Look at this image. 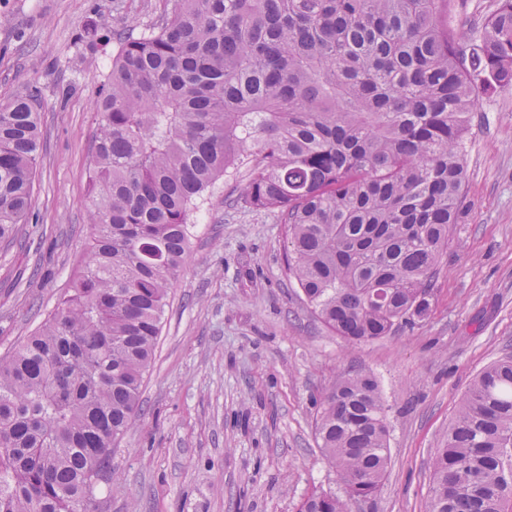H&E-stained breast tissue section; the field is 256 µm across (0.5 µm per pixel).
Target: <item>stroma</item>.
Returning <instances> with one entry per match:
<instances>
[{
    "label": "stroma",
    "mask_w": 512,
    "mask_h": 512,
    "mask_svg": "<svg viewBox=\"0 0 512 512\" xmlns=\"http://www.w3.org/2000/svg\"><path fill=\"white\" fill-rule=\"evenodd\" d=\"M165 0H0V103L41 88L43 148L29 218L0 243V357L54 309L83 263L98 86L115 42L88 49L115 13L138 31ZM462 216L433 278L432 313L350 348L284 269L286 228L233 209L217 182L198 212L165 309L140 411L110 459L104 512H297L314 490L343 494L316 439L328 388L372 375L388 406L390 464L351 512H425L431 463L463 397L512 354V88L479 94L465 140Z\"/></svg>",
    "instance_id": "35a3bbf8"
}]
</instances>
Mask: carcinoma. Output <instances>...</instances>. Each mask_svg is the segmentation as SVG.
Listing matches in <instances>:
<instances>
[{
  "label": "carcinoma",
  "instance_id": "obj_1",
  "mask_svg": "<svg viewBox=\"0 0 512 512\" xmlns=\"http://www.w3.org/2000/svg\"><path fill=\"white\" fill-rule=\"evenodd\" d=\"M158 30L112 21L87 201V259L38 331L0 358V512H89L105 449L139 412L204 195L286 225L285 265L354 346L427 319L465 179L477 91L512 88V0L467 37L454 0H168ZM39 88L0 104V242L30 212ZM371 376L324 395L317 444L350 512L390 461ZM426 512H512V355L475 378L433 458Z\"/></svg>",
  "mask_w": 512,
  "mask_h": 512
}]
</instances>
